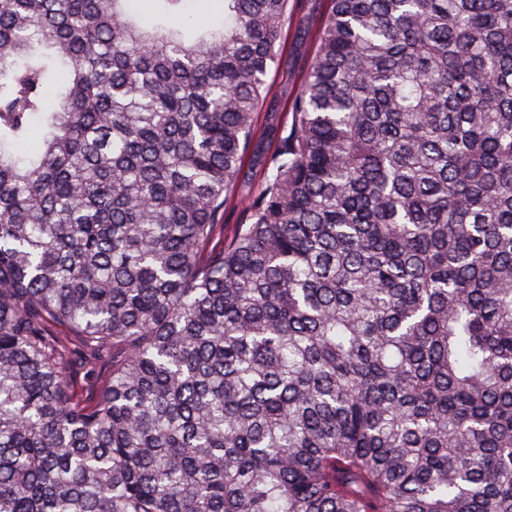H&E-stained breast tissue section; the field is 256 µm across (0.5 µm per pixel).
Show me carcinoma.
I'll return each instance as SVG.
<instances>
[{
  "mask_svg": "<svg viewBox=\"0 0 512 512\" xmlns=\"http://www.w3.org/2000/svg\"><path fill=\"white\" fill-rule=\"evenodd\" d=\"M182 2L0 0V512H512V0H329L270 153Z\"/></svg>",
  "mask_w": 512,
  "mask_h": 512,
  "instance_id": "obj_1",
  "label": "carcinoma"
}]
</instances>
